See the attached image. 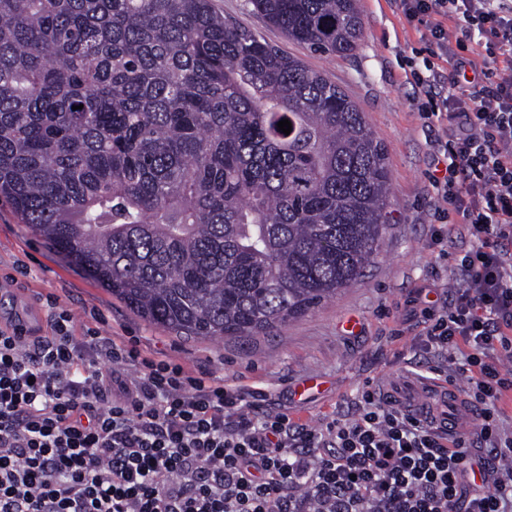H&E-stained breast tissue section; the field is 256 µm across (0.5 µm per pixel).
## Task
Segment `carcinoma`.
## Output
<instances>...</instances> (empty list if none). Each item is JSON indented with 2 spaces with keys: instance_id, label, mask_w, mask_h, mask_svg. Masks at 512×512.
Listing matches in <instances>:
<instances>
[{
  "instance_id": "carcinoma-1",
  "label": "carcinoma",
  "mask_w": 512,
  "mask_h": 512,
  "mask_svg": "<svg viewBox=\"0 0 512 512\" xmlns=\"http://www.w3.org/2000/svg\"><path fill=\"white\" fill-rule=\"evenodd\" d=\"M249 2L290 41L360 48L358 0ZM389 193L355 101L213 0H0V197L150 324L307 314L374 262Z\"/></svg>"
}]
</instances>
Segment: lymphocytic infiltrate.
<instances>
[{
	"mask_svg": "<svg viewBox=\"0 0 512 512\" xmlns=\"http://www.w3.org/2000/svg\"><path fill=\"white\" fill-rule=\"evenodd\" d=\"M399 6L428 34L403 64L437 133L431 245L454 280L413 315L426 352L463 358L414 376H464L475 427L440 429L370 383L313 427L56 305L40 336L0 323V512H512V0Z\"/></svg>",
	"mask_w": 512,
	"mask_h": 512,
	"instance_id": "obj_1",
	"label": "lymphocytic infiltrate"
}]
</instances>
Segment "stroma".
I'll use <instances>...</instances> for the list:
<instances>
[{"mask_svg":"<svg viewBox=\"0 0 512 512\" xmlns=\"http://www.w3.org/2000/svg\"><path fill=\"white\" fill-rule=\"evenodd\" d=\"M225 16L252 30L341 87L364 112L382 144L392 180L387 231L364 275L336 298L266 336L193 340L149 324L105 287L58 253L11 205L0 200V320L46 330L53 303L70 310L76 328L135 343L143 352L207 371L226 383L264 389L270 407L288 408L300 422L320 425L344 409L366 382L403 383L405 368L434 364L410 325L409 301L419 291H450L447 260L430 250L433 204L425 173L433 131L420 120L415 90L398 63L421 47L395 0H359L364 22L360 50L342 57L288 40L254 11L249 0H215ZM318 389L297 396L302 381Z\"/></svg>","mask_w":512,"mask_h":512,"instance_id":"obj_1","label":"stroma"}]
</instances>
